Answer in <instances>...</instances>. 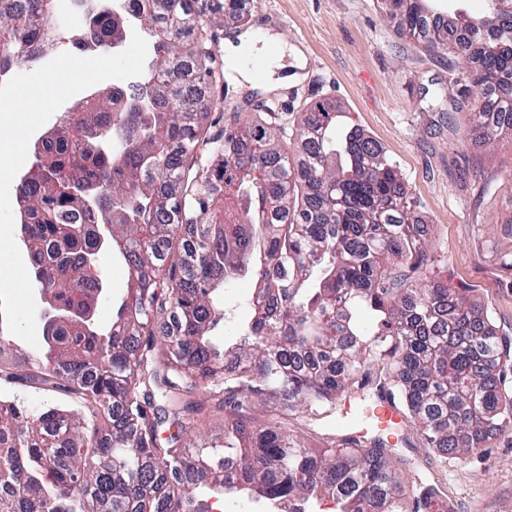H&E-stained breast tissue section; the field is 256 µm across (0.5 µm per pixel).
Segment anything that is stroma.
<instances>
[{
	"mask_svg": "<svg viewBox=\"0 0 512 512\" xmlns=\"http://www.w3.org/2000/svg\"><path fill=\"white\" fill-rule=\"evenodd\" d=\"M244 6L246 31L274 35L282 65L301 78L270 92L232 83L225 46L217 44L214 68L222 79L212 89L219 105L209 117L211 132L222 131L227 111L245 96L277 102L289 121L315 101L340 103L342 123L362 128L397 165L432 228L449 287L471 289L497 336L512 341V275L499 254L512 244V141L489 147L472 134L460 104L472 72L456 50L432 51L405 35L381 0H245ZM97 272L105 292L94 320L107 329L128 271L104 251ZM0 393L33 413L46 405L80 408L61 393L12 380L0 379ZM405 456L455 512H512V431L475 455L445 458L416 442Z\"/></svg>",
	"mask_w": 512,
	"mask_h": 512,
	"instance_id": "obj_1",
	"label": "stroma"
}]
</instances>
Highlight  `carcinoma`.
I'll return each instance as SVG.
<instances>
[{
  "instance_id": "carcinoma-1",
  "label": "carcinoma",
  "mask_w": 512,
  "mask_h": 512,
  "mask_svg": "<svg viewBox=\"0 0 512 512\" xmlns=\"http://www.w3.org/2000/svg\"><path fill=\"white\" fill-rule=\"evenodd\" d=\"M58 0H0V74L29 64L58 17ZM125 21L151 47L137 96L114 91L66 113L35 147L18 185L32 275L54 293L33 357L0 336L10 379L72 395L77 413L12 403L0 417V512H216L245 497L269 512H401L388 434H337L308 448L256 402L307 429H327L337 407L384 391L404 423L445 455L476 454L512 429V344L488 314L434 269L427 232L401 176L342 105L316 102L293 121L305 151L292 163L279 113L233 111L209 132L215 53L206 27L244 26L243 0H132ZM403 31L432 48L477 49L472 129L491 145L512 137V0L479 19L437 21L428 0H386ZM123 28L109 12L77 44L107 55ZM112 151L89 149L100 130ZM106 193L92 207L69 184ZM104 236L128 268L106 332L70 310L94 306L98 276L83 268ZM254 281L250 321L224 347L225 291ZM370 315L367 325L359 314ZM223 441L197 445L211 409ZM416 512L441 509L438 489L413 480Z\"/></svg>"
}]
</instances>
